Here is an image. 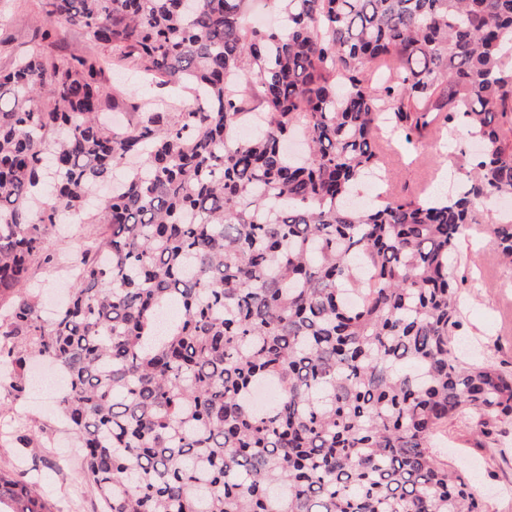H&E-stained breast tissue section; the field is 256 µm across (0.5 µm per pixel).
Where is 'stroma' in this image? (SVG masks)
<instances>
[{
	"instance_id": "1",
	"label": "stroma",
	"mask_w": 512,
	"mask_h": 512,
	"mask_svg": "<svg viewBox=\"0 0 512 512\" xmlns=\"http://www.w3.org/2000/svg\"><path fill=\"white\" fill-rule=\"evenodd\" d=\"M37 0H9L0 9V69L11 68L17 54L31 45L39 28ZM388 187L394 193L420 194L425 186L442 183L452 188L464 177L439 139H429L419 149H404L395 142L385 149ZM498 213L483 209L481 223L471 225L459 244L458 275L468 280L461 339L468 356H481L512 372V268L490 256L491 226ZM94 225L63 212L52 236L58 266L34 264L32 283L43 302L64 298L72 281L62 273ZM57 392H29L20 400H0V470L37 482L43 496L58 512H101L93 486L84 476V465L73 438L57 416ZM50 425L42 447L22 448L20 436ZM448 456L473 469L477 489L485 496L489 512H512V425L506 434L473 436L464 420L448 424Z\"/></svg>"
}]
</instances>
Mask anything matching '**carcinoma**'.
Here are the masks:
<instances>
[{
	"mask_svg": "<svg viewBox=\"0 0 512 512\" xmlns=\"http://www.w3.org/2000/svg\"><path fill=\"white\" fill-rule=\"evenodd\" d=\"M39 2L0 71V366L17 399L32 357L58 365L104 512H487L438 447L450 419L512 418V372L459 356L455 275L478 207L512 198V0H268L271 28L253 0ZM61 23L100 55L61 57ZM114 67L181 93L114 127ZM439 120L483 146L454 148L459 190L356 204L380 131ZM108 183L46 319L32 264ZM492 234L512 264V222ZM0 512L54 507L0 472Z\"/></svg>",
	"mask_w": 512,
	"mask_h": 512,
	"instance_id": "carcinoma-1",
	"label": "carcinoma"
}]
</instances>
